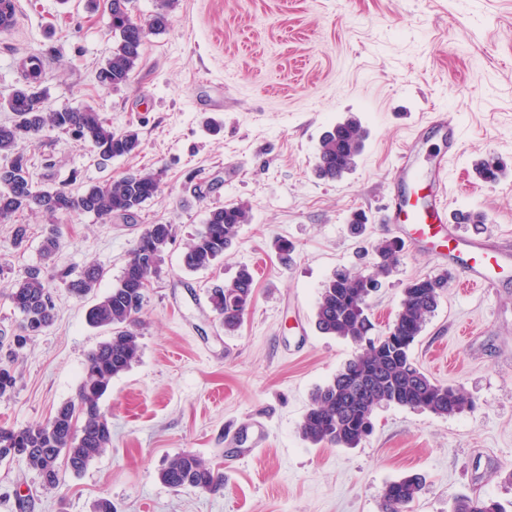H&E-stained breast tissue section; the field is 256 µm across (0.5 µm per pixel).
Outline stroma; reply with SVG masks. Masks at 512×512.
Instances as JSON below:
<instances>
[{"instance_id":"35a3bbf8","label":"stroma","mask_w":512,"mask_h":512,"mask_svg":"<svg viewBox=\"0 0 512 512\" xmlns=\"http://www.w3.org/2000/svg\"><path fill=\"white\" fill-rule=\"evenodd\" d=\"M107 0H21V19L0 35V99L23 83L20 60L46 56L47 107L92 106L114 129L136 130L137 153L100 160L89 145L47 128L19 142L36 186L75 192L146 169L160 193L134 216L61 217L53 263L106 274L79 298L50 281L54 324L16 363L14 392L0 398V425L48 419L72 399L88 353L110 333L86 313L120 278L145 225L170 224L162 274L146 292L141 352L101 401L112 445L81 474L53 488L20 460L0 463V512H381L385 487L417 474L411 512H452L460 495L512 503V259L495 265L496 285L464 293L449 282L413 346L422 371L460 388L472 408L448 417L379 405L359 447L314 446L298 426L312 392L357 352L314 325L322 285L363 269L399 184L393 162L416 139L424 171L447 158L449 214L487 217L476 231L512 251V0H178L168 28L149 35L131 78L101 86L110 56ZM459 124L456 155L426 127L430 113ZM365 129L355 168L327 181L314 173L323 133L348 117ZM501 157L507 174L485 184L474 162ZM246 204L223 260L197 272L182 257L216 206ZM364 214L362 235L351 230ZM28 227L24 247L15 225ZM48 229L23 211L0 221V331L21 316L8 299L23 270L41 263ZM292 244L282 262L278 241ZM254 273L253 301L231 335L206 292ZM432 244L401 250L372 300L384 332L406 284L442 271ZM190 451L224 474L217 494L173 490L159 472Z\"/></svg>"}]
</instances>
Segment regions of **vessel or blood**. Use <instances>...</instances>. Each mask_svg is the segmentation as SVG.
<instances>
[{
	"mask_svg": "<svg viewBox=\"0 0 512 512\" xmlns=\"http://www.w3.org/2000/svg\"><path fill=\"white\" fill-rule=\"evenodd\" d=\"M18 23V0H0V33H12ZM415 147V142H407L398 153L395 176L404 182L405 189L395 195L383 216L384 223L396 225L411 249L417 248L422 238H440L437 256L454 266L460 288L493 287L489 267L478 258L489 248L487 239L465 231L462 215H449L444 203L448 179L445 162H438L428 174H421L414 163Z\"/></svg>",
	"mask_w": 512,
	"mask_h": 512,
	"instance_id": "1",
	"label": "vessel or blood"
}]
</instances>
